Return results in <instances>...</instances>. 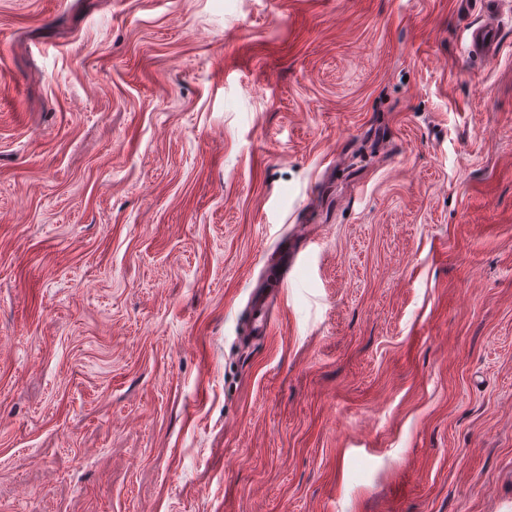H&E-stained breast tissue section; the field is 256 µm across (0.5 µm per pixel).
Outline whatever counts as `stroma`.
Masks as SVG:
<instances>
[{
    "label": "stroma",
    "mask_w": 512,
    "mask_h": 512,
    "mask_svg": "<svg viewBox=\"0 0 512 512\" xmlns=\"http://www.w3.org/2000/svg\"><path fill=\"white\" fill-rule=\"evenodd\" d=\"M494 8L0 0V512H512ZM499 25L483 23L471 27L469 54L483 58V62H491L498 58L497 31ZM281 300L279 290H259L254 292L253 304L250 312V319L245 324L244 335L241 336L242 342H252L253 340L265 337L269 334L271 326V312L278 307Z\"/></svg>",
    "instance_id": "stroma-1"
}]
</instances>
